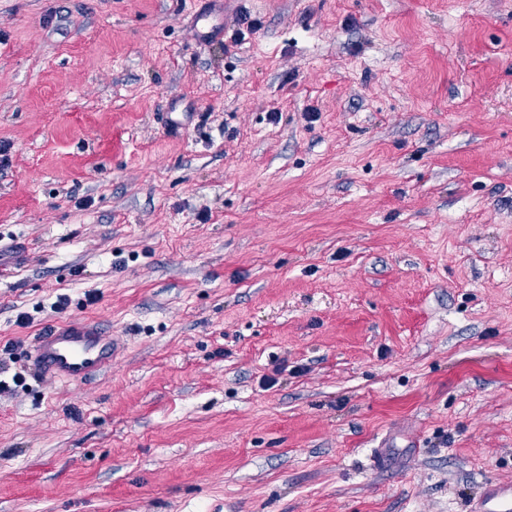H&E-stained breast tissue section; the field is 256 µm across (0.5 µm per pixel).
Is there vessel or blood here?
Here are the masks:
<instances>
[{
  "label": "vessel or blood",
  "instance_id": "vessel-or-blood-1",
  "mask_svg": "<svg viewBox=\"0 0 512 512\" xmlns=\"http://www.w3.org/2000/svg\"><path fill=\"white\" fill-rule=\"evenodd\" d=\"M119 352L117 340L98 322L68 319L38 337L29 360L39 375L72 386L111 368ZM478 512H512V483L486 484Z\"/></svg>",
  "mask_w": 512,
  "mask_h": 512
}]
</instances>
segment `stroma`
Wrapping results in <instances>:
<instances>
[{"label":"stroma","instance_id":"stroma-1","mask_svg":"<svg viewBox=\"0 0 512 512\" xmlns=\"http://www.w3.org/2000/svg\"><path fill=\"white\" fill-rule=\"evenodd\" d=\"M16 246L0 512H473L512 482V0H0ZM72 318L121 352L66 387L28 355Z\"/></svg>","mask_w":512,"mask_h":512}]
</instances>
